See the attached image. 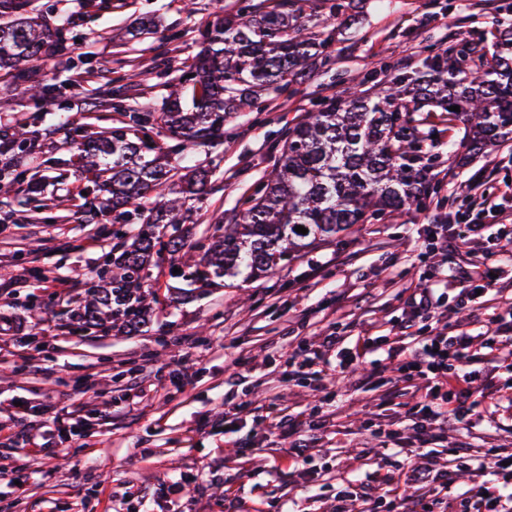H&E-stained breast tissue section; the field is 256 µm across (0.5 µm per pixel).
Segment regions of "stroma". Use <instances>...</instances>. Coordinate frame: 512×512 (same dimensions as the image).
<instances>
[{
	"instance_id": "35a3bbf8",
	"label": "stroma",
	"mask_w": 512,
	"mask_h": 512,
	"mask_svg": "<svg viewBox=\"0 0 512 512\" xmlns=\"http://www.w3.org/2000/svg\"><path fill=\"white\" fill-rule=\"evenodd\" d=\"M235 0H32L34 15L68 21L60 57L34 63L36 79L63 86L44 105L0 73V139L18 123L40 134L34 151L13 153L25 175L0 192V310L14 314L24 338L0 336V464L25 467L22 488L0 483V512H137L155 498L156 512H320L339 490L374 498L384 478L410 465L411 430L389 437L410 397L404 387L379 383L371 362L335 382L326 399L319 375L285 381L284 354L313 344L328 325L340 335L388 333L400 321L407 287L425 270L416 259L429 242L427 224L467 231L469 220L494 233L512 214V141L480 151L465 146L463 124L448 126L442 112L413 109L411 132L421 163L437 185L434 202L358 224L304 249L288 265L250 277L240 273L192 283L171 273L162 255L140 274L148 284L147 312L128 328L83 326L78 318L101 277L120 278L121 253L141 224H119L99 208L81 179L71 141L120 126L109 102L115 82L130 106H160L193 64L199 31ZM345 15L328 17L323 0H308L312 23L333 33L328 57L308 75L262 96L226 126L222 144L196 148L174 167H206L213 191L187 201L182 227L187 251L202 259L241 209L240 199L266 181L279 156L277 133L315 110L351 82L365 89L420 68L426 56L483 47L512 24V0H348ZM157 33L130 38L140 17ZM170 34L167 42L159 33ZM59 57V58H60ZM40 193H25L27 181ZM444 319L470 333L492 316L512 311V285L494 300L460 308L458 291L441 299ZM243 359V377L234 362ZM180 368L182 392L161 382ZM249 398L238 423L254 455L224 443V405ZM302 419L331 414L333 425L312 450V467L299 474L284 441L266 430L273 412ZM78 428L80 440L68 431ZM39 435L38 445L27 442ZM512 448V412L497 426L449 425L436 443L440 463L449 449ZM198 480L176 503L156 498L174 477Z\"/></svg>"
}]
</instances>
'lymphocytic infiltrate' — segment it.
Segmentation results:
<instances>
[{"label":"lymphocytic infiltrate","instance_id":"1","mask_svg":"<svg viewBox=\"0 0 512 512\" xmlns=\"http://www.w3.org/2000/svg\"><path fill=\"white\" fill-rule=\"evenodd\" d=\"M483 231V224L475 222L468 225L465 236L459 237L448 225H434L429 252L436 261L406 299L405 316L397 335L359 336L350 341L336 330L327 329L318 348L303 346L289 353L287 362L292 374L315 367L324 375L340 376L353 372L367 355L381 352L394 366L399 380L427 383L425 393L405 411L419 444L440 437L451 423L474 417L491 424L497 422L498 389L485 382L482 370L476 369L474 363L483 357L512 370V318L495 316L483 332L475 335L432 324L440 307L436 290L439 278L448 276L457 282L459 294L469 306L480 304L483 295L503 288L499 257L512 244L511 224L501 225L497 242L484 249L477 260L464 267L451 262L455 252L480 239ZM415 326L419 327V334L410 335V328ZM329 422L326 415L300 422L283 416L273 427L282 439L288 440L294 462L305 465L310 460V441L324 432ZM473 471L477 480L468 490L469 497L482 500L485 512H512V452L488 449ZM404 481L414 493L405 497L393 495L390 512H426L435 504L429 488L449 486L450 472L434 463L413 464L405 471Z\"/></svg>","mask_w":512,"mask_h":512}]
</instances>
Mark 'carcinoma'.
Returning a JSON list of instances; mask_svg holds the SVG:
<instances>
[{"mask_svg": "<svg viewBox=\"0 0 512 512\" xmlns=\"http://www.w3.org/2000/svg\"><path fill=\"white\" fill-rule=\"evenodd\" d=\"M31 0H0V70L29 84L33 95L54 97L53 84L33 82L28 64L65 47L66 23L54 27L29 15ZM304 0H242L240 8L217 19L201 33V49L181 87L160 109L149 105L125 113L124 126L109 136H81L73 141L80 175L123 221L142 219L148 227L173 229L167 242L153 233L138 235L124 253L126 277L139 276L155 255L178 253L180 225L187 217L182 199H201L211 184L208 171L193 168L172 181L168 152L151 132L165 129L182 147L224 139L231 114L255 105L262 94L277 91L305 73L330 48L332 38L311 31ZM425 71L400 74L379 92L345 91L320 103L303 121L280 137V158L267 183L244 201L239 220L224 226L190 278H219L243 265L265 273L317 240H326L386 212L422 208L435 194L426 170L416 167L420 146L409 139L410 96L448 114V126L467 128L473 148L512 140V30L501 34L491 59L472 76L448 60L447 53L423 60ZM458 106L460 111L450 110ZM36 133L20 126L11 147L25 151ZM157 190L161 199L144 216L127 206ZM308 229L302 234L296 226ZM103 285L79 318L87 325L110 317L136 322L143 300L126 311L113 310L125 300L127 282L102 279Z\"/></svg>", "mask_w": 512, "mask_h": 512, "instance_id": "carcinoma-1", "label": "carcinoma"}]
</instances>
